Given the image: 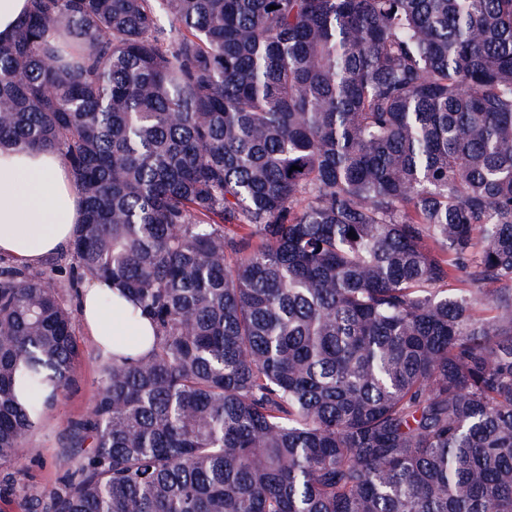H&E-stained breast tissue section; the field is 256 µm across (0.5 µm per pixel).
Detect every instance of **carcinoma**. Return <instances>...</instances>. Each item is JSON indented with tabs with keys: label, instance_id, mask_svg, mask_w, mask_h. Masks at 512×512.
<instances>
[{
	"label": "carcinoma",
	"instance_id": "obj_1",
	"mask_svg": "<svg viewBox=\"0 0 512 512\" xmlns=\"http://www.w3.org/2000/svg\"><path fill=\"white\" fill-rule=\"evenodd\" d=\"M0 147L157 332L23 512H512V0H29ZM79 356L0 266V494Z\"/></svg>",
	"mask_w": 512,
	"mask_h": 512
}]
</instances>
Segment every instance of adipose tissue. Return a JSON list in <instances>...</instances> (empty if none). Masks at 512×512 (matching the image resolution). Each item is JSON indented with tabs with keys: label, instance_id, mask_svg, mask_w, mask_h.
Segmentation results:
<instances>
[{
	"label": "adipose tissue",
	"instance_id": "1",
	"mask_svg": "<svg viewBox=\"0 0 512 512\" xmlns=\"http://www.w3.org/2000/svg\"><path fill=\"white\" fill-rule=\"evenodd\" d=\"M83 213L60 152L0 148V254L40 265L70 246ZM77 303L81 324L102 353H151L154 327L126 292L92 279Z\"/></svg>",
	"mask_w": 512,
	"mask_h": 512
}]
</instances>
